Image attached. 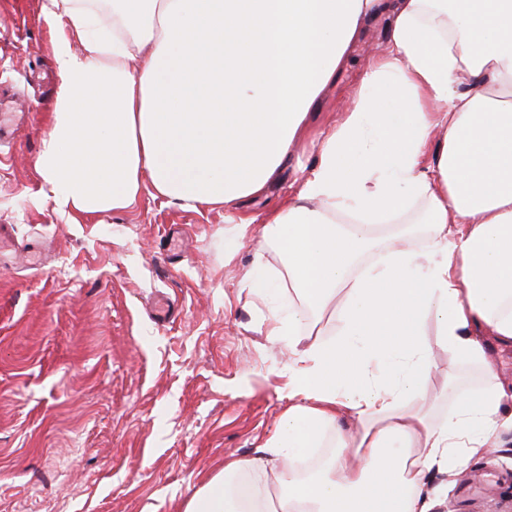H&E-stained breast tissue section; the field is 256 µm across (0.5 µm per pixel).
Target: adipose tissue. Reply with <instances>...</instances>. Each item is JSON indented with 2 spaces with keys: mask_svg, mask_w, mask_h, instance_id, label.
<instances>
[{
  "mask_svg": "<svg viewBox=\"0 0 512 512\" xmlns=\"http://www.w3.org/2000/svg\"><path fill=\"white\" fill-rule=\"evenodd\" d=\"M51 3L61 81L35 166L57 210L81 215L147 185L186 210L263 192L388 12L386 53L244 277L266 300L289 288L269 312L288 408L186 512H430L432 473L512 432L485 343L512 342V0ZM101 13L111 34L93 31Z\"/></svg>",
  "mask_w": 512,
  "mask_h": 512,
  "instance_id": "adipose-tissue-1",
  "label": "adipose tissue"
}]
</instances>
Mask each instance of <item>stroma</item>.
<instances>
[{
  "label": "stroma",
  "mask_w": 512,
  "mask_h": 512,
  "mask_svg": "<svg viewBox=\"0 0 512 512\" xmlns=\"http://www.w3.org/2000/svg\"><path fill=\"white\" fill-rule=\"evenodd\" d=\"M50 0H0V97L31 99L0 157V225L41 244L44 266L0 256V512H185L229 459L249 458L288 407V348L245 271L267 223L295 193L318 141L351 106L387 18L365 25L278 180L244 200L236 252L225 210H185L143 188L124 211L71 219L46 199L35 159L58 86ZM178 308L167 323L148 309ZM429 479L434 512H512V434Z\"/></svg>",
  "instance_id": "obj_1"
}]
</instances>
